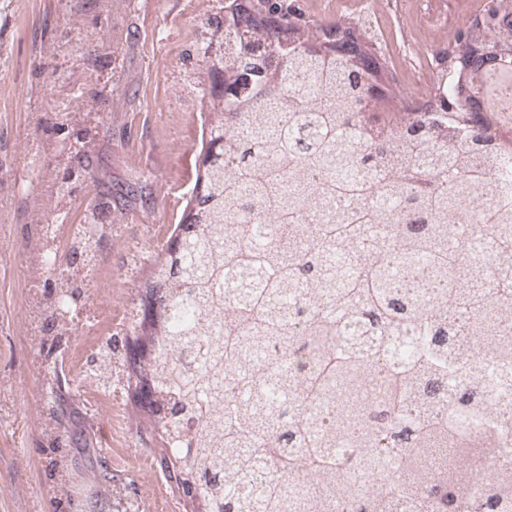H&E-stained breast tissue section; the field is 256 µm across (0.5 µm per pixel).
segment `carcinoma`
I'll return each instance as SVG.
<instances>
[{"label": "carcinoma", "mask_w": 512, "mask_h": 512, "mask_svg": "<svg viewBox=\"0 0 512 512\" xmlns=\"http://www.w3.org/2000/svg\"><path fill=\"white\" fill-rule=\"evenodd\" d=\"M186 75L208 139L193 192L111 338L186 512H503L512 491V156L470 77L512 64V0H489L397 98L383 34L292 0H224ZM86 181L93 142L47 120ZM84 220L112 224L92 198ZM87 252L66 248L82 295ZM192 308L198 318L188 321ZM467 317L476 339L459 348ZM50 350L67 342L51 320ZM47 447L70 445L65 408Z\"/></svg>", "instance_id": "1"}]
</instances>
